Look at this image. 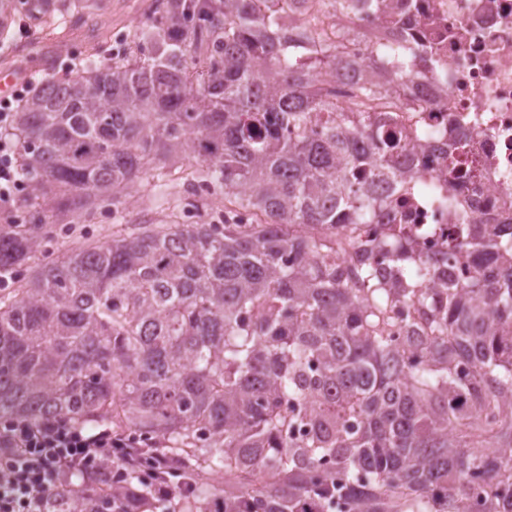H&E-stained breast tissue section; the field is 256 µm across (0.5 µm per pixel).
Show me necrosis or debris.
I'll return each instance as SVG.
<instances>
[{
	"label": "necrosis or debris",
	"instance_id": "obj_1",
	"mask_svg": "<svg viewBox=\"0 0 512 512\" xmlns=\"http://www.w3.org/2000/svg\"><path fill=\"white\" fill-rule=\"evenodd\" d=\"M306 15L320 18L328 43L351 62L331 80L337 102L348 98L357 70L393 61L413 78L379 113L412 144L416 182L412 192L389 194L385 215L362 225V240L400 233L430 259L445 253L459 211L512 221V0H367L353 12L334 0H290L279 23L288 28ZM398 28L414 47L397 54ZM455 160L475 177L455 207L437 205L431 197L447 196Z\"/></svg>",
	"mask_w": 512,
	"mask_h": 512
}]
</instances>
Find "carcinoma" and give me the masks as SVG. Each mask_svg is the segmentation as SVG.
Returning a JSON list of instances; mask_svg holds the SVG:
<instances>
[{
    "label": "carcinoma",
    "instance_id": "obj_1",
    "mask_svg": "<svg viewBox=\"0 0 512 512\" xmlns=\"http://www.w3.org/2000/svg\"><path fill=\"white\" fill-rule=\"evenodd\" d=\"M286 4L154 0L137 55L89 56L15 105L36 224L118 212L189 151L224 188L222 224H135L0 294V419L135 440L137 464L77 474L43 512H157L156 448L192 478L181 508L512 512V223L462 216L440 259L398 234L365 245L356 227L413 181L368 109L411 75L367 72L337 104L321 21L281 30ZM97 9L0 0V31ZM38 247L24 224L0 233V274Z\"/></svg>",
    "mask_w": 512,
    "mask_h": 512
}]
</instances>
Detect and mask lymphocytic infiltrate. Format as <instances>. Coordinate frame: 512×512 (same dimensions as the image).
Instances as JSON below:
<instances>
[{
	"label": "lymphocytic infiltrate",
	"instance_id": "obj_1",
	"mask_svg": "<svg viewBox=\"0 0 512 512\" xmlns=\"http://www.w3.org/2000/svg\"><path fill=\"white\" fill-rule=\"evenodd\" d=\"M128 440L111 429H85L63 419L0 429V512H42L67 475L87 469L111 474L125 466Z\"/></svg>",
	"mask_w": 512,
	"mask_h": 512
}]
</instances>
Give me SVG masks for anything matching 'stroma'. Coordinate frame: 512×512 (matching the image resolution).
Listing matches in <instances>:
<instances>
[{
  "instance_id": "obj_1",
  "label": "stroma",
  "mask_w": 512,
  "mask_h": 512,
  "mask_svg": "<svg viewBox=\"0 0 512 512\" xmlns=\"http://www.w3.org/2000/svg\"><path fill=\"white\" fill-rule=\"evenodd\" d=\"M108 7L107 24L85 25L76 29L45 22L29 20L17 15L10 25L6 38H0V70L13 68L21 78L10 101L24 96L41 70L54 69L58 75L69 74L75 65L81 64L91 51L112 56L118 42L115 32H128L138 27L149 13L153 0H103ZM179 180L175 188L183 205L193 206L194 223H212L217 215L216 207L224 201V191L216 185L199 186L197 171L200 161L193 157L180 159ZM123 221L115 223L112 211L102 207L84 217L81 223L62 226L44 224L36 228L40 247L35 261H43L69 252L83 241L104 242L110 240L121 228L135 224L181 223L183 214H170L160 205L153 185L140 182L131 188L123 205Z\"/></svg>"
}]
</instances>
